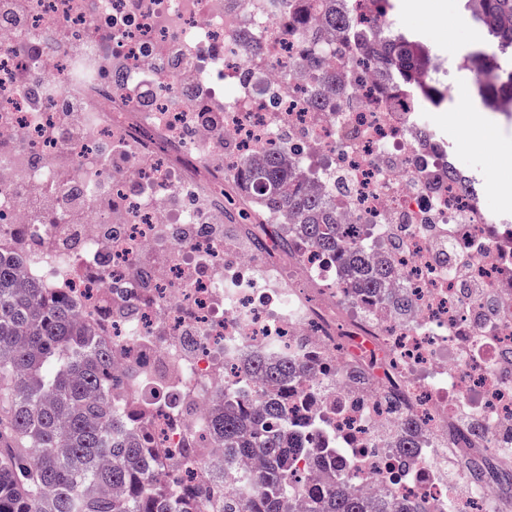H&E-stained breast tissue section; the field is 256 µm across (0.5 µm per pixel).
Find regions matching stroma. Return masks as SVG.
<instances>
[{"mask_svg":"<svg viewBox=\"0 0 512 512\" xmlns=\"http://www.w3.org/2000/svg\"><path fill=\"white\" fill-rule=\"evenodd\" d=\"M390 19L412 31L432 55L441 57L449 68L455 86V100L434 114L437 134L448 141L450 150L459 151L476 175L493 189L489 201L498 220L512 219V202L504 200L500 186L512 182V123L495 117L497 138L478 136L475 127L482 105L474 86L475 76L462 61L484 39L483 30L462 8L460 0H423L420 10L396 5Z\"/></svg>","mask_w":512,"mask_h":512,"instance_id":"35a3bbf8","label":"stroma"}]
</instances>
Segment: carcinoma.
Returning a JSON list of instances; mask_svg holds the SVG:
<instances>
[{
    "label": "carcinoma",
    "mask_w": 512,
    "mask_h": 512,
    "mask_svg": "<svg viewBox=\"0 0 512 512\" xmlns=\"http://www.w3.org/2000/svg\"><path fill=\"white\" fill-rule=\"evenodd\" d=\"M475 22L489 45L512 56V0H480ZM387 53L398 66L394 89L410 91L404 70L425 69L430 53L412 37H395ZM476 76L489 106L504 110L512 100V65L478 49ZM240 190L257 212L290 214L299 238L336 261L352 287L399 303L388 293L395 272L364 256L336 212L303 187L300 171L269 151L261 163L242 161ZM297 359L250 358V390H224L216 399L212 430L224 441L227 459L257 457L261 466L241 487L224 491L222 512H289L292 497L305 512H427L417 500L375 505L355 494L341 478L307 486L296 478L294 462L313 459L306 432L288 421L284 397L264 392L307 375ZM122 410H112V401ZM136 398H112V351L81 321L70 300L54 288L20 283L16 264L0 261V512H198L214 489L203 476L191 487L171 482L180 460L148 447L135 418Z\"/></svg>",
    "instance_id": "obj_1"
}]
</instances>
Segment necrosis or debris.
Segmentation results:
<instances>
[{"label": "necrosis or debris", "instance_id": "necrosis-or-debris-1", "mask_svg": "<svg viewBox=\"0 0 512 512\" xmlns=\"http://www.w3.org/2000/svg\"><path fill=\"white\" fill-rule=\"evenodd\" d=\"M307 45L288 0H0V254L61 288L112 348V388L161 411L139 430L216 474L218 512L246 468L209 436L211 399L245 357L318 373L288 408L352 491L427 512H512V225L414 109L433 59L398 96L379 75L381 0ZM276 148L369 255L391 262L405 312L354 293L284 220L228 237L215 203L241 159ZM262 240V250L248 248ZM414 449H404L405 438Z\"/></svg>", "mask_w": 512, "mask_h": 512}]
</instances>
